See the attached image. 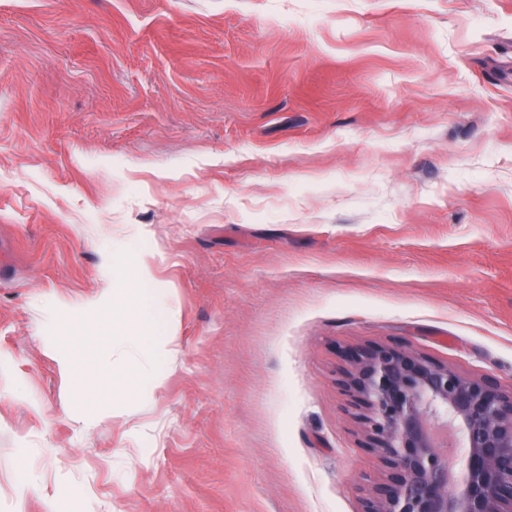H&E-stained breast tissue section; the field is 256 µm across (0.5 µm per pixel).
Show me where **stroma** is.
Here are the masks:
<instances>
[{
  "instance_id": "35a3bbf8",
  "label": "stroma",
  "mask_w": 512,
  "mask_h": 512,
  "mask_svg": "<svg viewBox=\"0 0 512 512\" xmlns=\"http://www.w3.org/2000/svg\"><path fill=\"white\" fill-rule=\"evenodd\" d=\"M0 250V512H360L342 349L512 390V0H0ZM137 303V328L123 343V351L145 372L154 370L165 356L171 336H159L156 326L169 312L159 288H133Z\"/></svg>"
}]
</instances>
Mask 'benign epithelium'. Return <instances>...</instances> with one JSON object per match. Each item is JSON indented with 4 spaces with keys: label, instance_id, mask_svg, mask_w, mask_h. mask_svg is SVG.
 <instances>
[{
    "label": "benign epithelium",
    "instance_id": "obj_1",
    "mask_svg": "<svg viewBox=\"0 0 512 512\" xmlns=\"http://www.w3.org/2000/svg\"><path fill=\"white\" fill-rule=\"evenodd\" d=\"M342 358L341 386L380 463L363 512H512V391L389 344ZM456 431L465 441L458 477Z\"/></svg>",
    "mask_w": 512,
    "mask_h": 512
}]
</instances>
